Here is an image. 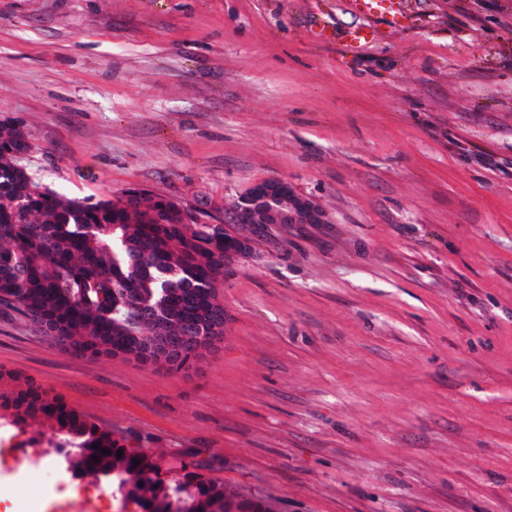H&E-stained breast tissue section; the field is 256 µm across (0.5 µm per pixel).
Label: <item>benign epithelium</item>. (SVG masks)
Here are the masks:
<instances>
[{"mask_svg":"<svg viewBox=\"0 0 512 512\" xmlns=\"http://www.w3.org/2000/svg\"><path fill=\"white\" fill-rule=\"evenodd\" d=\"M226 224H319L320 212L288 181L269 179L247 187L224 214Z\"/></svg>","mask_w":512,"mask_h":512,"instance_id":"1","label":"benign epithelium"}]
</instances>
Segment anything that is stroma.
Here are the masks:
<instances>
[{"label":"stroma","instance_id":"35a3bbf8","mask_svg":"<svg viewBox=\"0 0 512 512\" xmlns=\"http://www.w3.org/2000/svg\"><path fill=\"white\" fill-rule=\"evenodd\" d=\"M1 113L62 195L141 185L218 224L278 178L322 221L243 228L227 333L185 373L0 311V392L271 512H512V0H0ZM30 438L0 419V512L67 487L141 512Z\"/></svg>","mask_w":512,"mask_h":512}]
</instances>
